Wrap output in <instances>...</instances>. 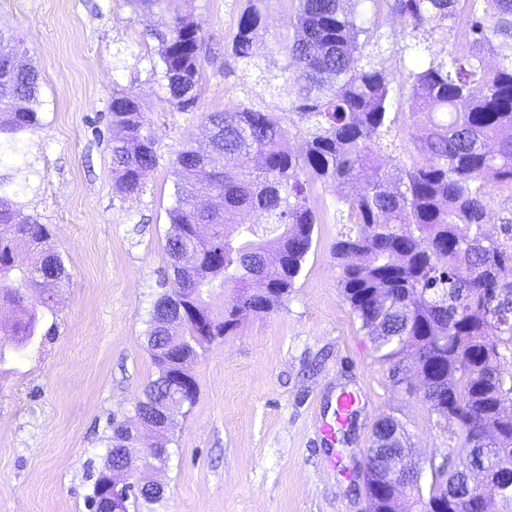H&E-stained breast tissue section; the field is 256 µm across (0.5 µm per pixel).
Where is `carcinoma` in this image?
<instances>
[{
  "instance_id": "obj_1",
  "label": "carcinoma",
  "mask_w": 512,
  "mask_h": 512,
  "mask_svg": "<svg viewBox=\"0 0 512 512\" xmlns=\"http://www.w3.org/2000/svg\"><path fill=\"white\" fill-rule=\"evenodd\" d=\"M188 0H124L131 13L153 14L161 88L182 112L197 104L207 41L184 10ZM376 0H294L278 43L281 72L293 96L289 111L308 126L306 149L292 151L288 131L260 105L204 114V138L172 161V232L165 250L176 273L154 302L147 347L157 369L143 400L110 420L107 456L93 485L125 463L156 405L170 399L193 405L198 386L192 364L199 350L238 325L242 310L268 312L295 288L312 247L318 215L309 185L355 183L342 200L352 226L336 241L338 286L374 351L395 363L394 382L418 394L427 410L452 428L457 456L434 469V485L420 486V469L403 423L390 415L375 426L364 450L374 512H392L398 500L412 512H483L470 496L483 489L486 504L512 512V371L500 345L512 344V281L501 271L512 252L484 232L487 180L512 187V0H386L389 12L411 27L405 46L411 83L410 114L424 126L418 159L395 178L377 152L390 132L393 100L389 72L369 47L381 35L368 19ZM465 13L470 42L460 56L429 57L419 35L444 31ZM265 0H247L225 49L246 65L265 28ZM499 58L487 66L485 50ZM24 42L0 22V168L23 153L41 127L40 74L12 58ZM112 179L121 193L142 188L157 164L155 135L130 93L112 96ZM208 185L224 199L217 211L196 207V190ZM23 189L0 171V306L14 316L0 322V366L51 335L46 313L69 284L62 255L48 247V225L26 212ZM259 211L262 224H240ZM32 253L14 263L17 241ZM277 248L278 263L266 261ZM38 294L41 307L29 303ZM180 313L163 317L172 296ZM153 465L166 466L173 443L169 425L157 429ZM163 492L148 482L130 497L134 512H156Z\"/></svg>"
}]
</instances>
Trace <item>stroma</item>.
Instances as JSON below:
<instances>
[{
	"mask_svg": "<svg viewBox=\"0 0 512 512\" xmlns=\"http://www.w3.org/2000/svg\"><path fill=\"white\" fill-rule=\"evenodd\" d=\"M245 0H191L194 20L218 56ZM292 0H268L260 69L225 75L205 61L197 109L166 102L151 70L150 16L123 0H0V19L23 36L41 73V128L5 168L24 189L28 213L51 228L50 245L71 275L54 299V336L0 374V512H89L92 472L106 457L112 416L129 411L155 376L146 320L171 276L170 229L178 150L201 132V115L249 103L248 91L282 65L277 41ZM401 115L383 138L393 172L410 167L420 126L406 112L400 62L412 36L387 10L377 16ZM130 93L156 135L157 164L141 190L112 181V96ZM355 185L311 186L313 245L293 291L273 310L241 313L237 328L192 367L193 406L174 408V438L158 512H365L358 467L383 415L401 420L420 466L444 460L456 441L417 395L397 386L339 288L333 246L346 232L339 198ZM486 231L512 250V188L488 182ZM357 402L340 418L344 395Z\"/></svg>",
	"mask_w": 512,
	"mask_h": 512,
	"instance_id": "1",
	"label": "stroma"
}]
</instances>
